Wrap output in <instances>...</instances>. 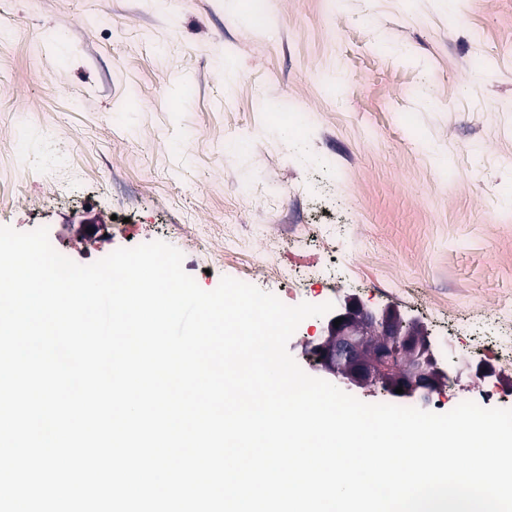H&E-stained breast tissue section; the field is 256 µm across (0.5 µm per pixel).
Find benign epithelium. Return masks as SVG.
Returning <instances> with one entry per match:
<instances>
[{"instance_id":"obj_1","label":"benign epithelium","mask_w":512,"mask_h":512,"mask_svg":"<svg viewBox=\"0 0 512 512\" xmlns=\"http://www.w3.org/2000/svg\"><path fill=\"white\" fill-rule=\"evenodd\" d=\"M323 322V336L307 351L341 383L425 404L452 380L428 336L392 309L376 314L348 297ZM398 387L404 393H395Z\"/></svg>"}]
</instances>
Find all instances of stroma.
Masks as SVG:
<instances>
[{
  "mask_svg": "<svg viewBox=\"0 0 512 512\" xmlns=\"http://www.w3.org/2000/svg\"><path fill=\"white\" fill-rule=\"evenodd\" d=\"M265 8L259 32L249 0H0V225L81 265L163 241L202 289L283 301L268 265L321 267L298 302L396 309L512 378V0ZM491 390L512 409L466 377L426 409Z\"/></svg>",
  "mask_w": 512,
  "mask_h": 512,
  "instance_id": "obj_1",
  "label": "stroma"
}]
</instances>
